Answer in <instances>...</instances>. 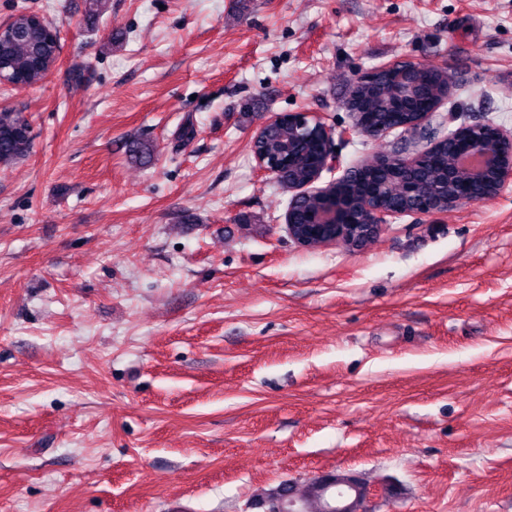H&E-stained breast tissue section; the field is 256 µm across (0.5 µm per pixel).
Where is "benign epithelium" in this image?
<instances>
[{"label":"benign epithelium","mask_w":512,"mask_h":512,"mask_svg":"<svg viewBox=\"0 0 512 512\" xmlns=\"http://www.w3.org/2000/svg\"><path fill=\"white\" fill-rule=\"evenodd\" d=\"M295 129L302 130L311 125L320 131L323 161L310 181L290 191L299 192L310 188L320 178L323 170L337 165L338 160L332 150V129L313 112L277 113L268 121L272 125L281 119ZM445 139L460 141L453 151V159L448 166L449 192L447 199L437 201L422 187L409 189L415 206L410 213L433 214L465 202H479L499 195L512 183V132L485 123L462 124L450 132ZM423 159L418 154L412 158L400 155L381 156L373 162L357 168L364 173L371 168L392 164L414 166ZM379 192L362 193V223L365 229L358 235L350 233L348 207L342 199H331L323 205L314 217L313 223L303 229L295 224L286 225L288 236L301 247L316 249L326 246H342L350 250H362L381 232L390 219L403 215L401 210H387L379 205ZM325 489H332V512H366L364 503L373 495V489L362 485L361 480L348 472H325L314 476ZM268 512H298V500L293 492L282 488L276 490L268 502Z\"/></svg>","instance_id":"obj_1"}]
</instances>
